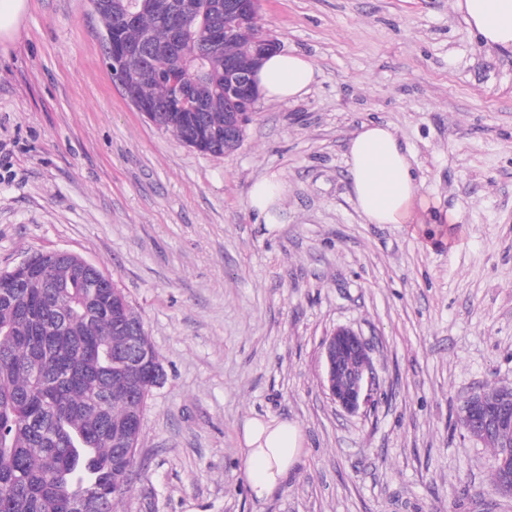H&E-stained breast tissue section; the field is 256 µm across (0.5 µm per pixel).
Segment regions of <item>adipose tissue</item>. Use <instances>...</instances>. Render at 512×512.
I'll use <instances>...</instances> for the list:
<instances>
[{"label": "adipose tissue", "instance_id": "ef3b65f1", "mask_svg": "<svg viewBox=\"0 0 512 512\" xmlns=\"http://www.w3.org/2000/svg\"><path fill=\"white\" fill-rule=\"evenodd\" d=\"M457 9L487 46L512 49V0H456ZM317 78L314 64L302 55L278 51L256 74L262 96L270 102H291L306 95ZM356 205L371 224H422L428 209L413 175V155L393 128L369 123L348 144ZM286 184L277 174L256 180L249 206L264 223L282 217ZM298 429L294 424L259 419L243 427L244 471L255 498L269 496L296 462Z\"/></svg>", "mask_w": 512, "mask_h": 512}]
</instances>
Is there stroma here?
I'll list each match as a JSON object with an SVG mask.
<instances>
[{
  "instance_id": "obj_1",
  "label": "stroma",
  "mask_w": 512,
  "mask_h": 512,
  "mask_svg": "<svg viewBox=\"0 0 512 512\" xmlns=\"http://www.w3.org/2000/svg\"><path fill=\"white\" fill-rule=\"evenodd\" d=\"M455 0H260L264 30L318 71L258 100L215 157L157 130L113 85L88 0H27L0 39V272L67 251L129 296L165 370L118 512H512L463 397L512 386V50ZM391 126L446 240L371 224L347 144ZM288 189L257 222L253 182ZM340 326L378 384L350 414L325 387ZM300 432L284 482L253 498L243 425Z\"/></svg>"
}]
</instances>
